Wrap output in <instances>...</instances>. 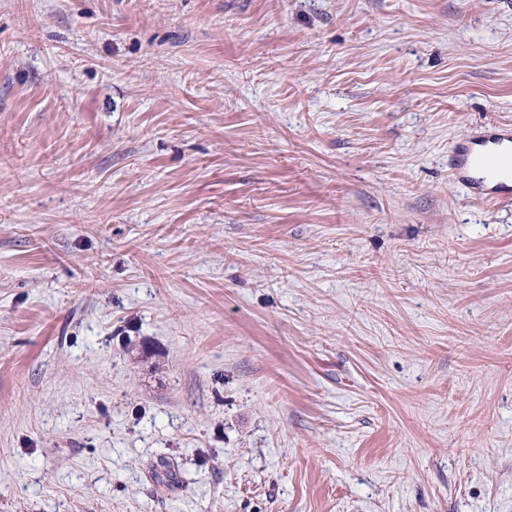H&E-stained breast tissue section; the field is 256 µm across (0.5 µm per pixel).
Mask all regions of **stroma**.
<instances>
[{"label": "stroma", "mask_w": 512, "mask_h": 512, "mask_svg": "<svg viewBox=\"0 0 512 512\" xmlns=\"http://www.w3.org/2000/svg\"><path fill=\"white\" fill-rule=\"evenodd\" d=\"M512 0H0V512H512ZM509 144L512 150V125L505 124L489 136H464L450 152L449 173L467 195L483 203L512 200V153L499 148Z\"/></svg>", "instance_id": "stroma-1"}]
</instances>
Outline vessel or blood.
<instances>
[{
	"label": "vessel or blood",
	"mask_w": 512,
	"mask_h": 512,
	"mask_svg": "<svg viewBox=\"0 0 512 512\" xmlns=\"http://www.w3.org/2000/svg\"><path fill=\"white\" fill-rule=\"evenodd\" d=\"M449 173L468 196L483 203L512 200V125L489 136H465L450 152Z\"/></svg>",
	"instance_id": "vessel-or-blood-1"
}]
</instances>
